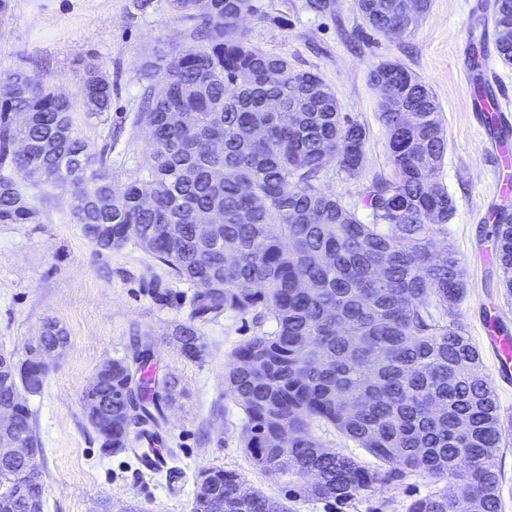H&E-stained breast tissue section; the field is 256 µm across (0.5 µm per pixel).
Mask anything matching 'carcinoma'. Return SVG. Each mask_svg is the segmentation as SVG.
I'll list each match as a JSON object with an SVG mask.
<instances>
[{"mask_svg":"<svg viewBox=\"0 0 512 512\" xmlns=\"http://www.w3.org/2000/svg\"><path fill=\"white\" fill-rule=\"evenodd\" d=\"M190 23L182 41L142 64L134 124L152 134L148 177L116 189L107 155L74 131L70 98L23 71L0 72V223L36 224L30 191L66 185L70 212L103 249L134 241L194 288L190 323L175 331L185 355L202 352L195 321L263 309L276 327L237 347L224 364L225 393L244 414L243 447L265 474L308 481V496L347 501L404 474L457 480L407 512H500L504 472L495 390L478 348L454 314L466 296L459 258L432 241L448 233L455 201L438 174L447 138L429 86L399 63L377 65L393 177H374L364 199L371 222L315 181L330 165L356 175L366 131L339 110L316 73L253 47L241 27L252 0H168ZM364 20L387 33L407 24L405 0H358ZM495 29L512 31V0H491ZM80 97L108 112L112 81L83 62ZM218 213L209 233L199 225ZM493 262L512 294V214L495 225ZM112 361L84 395L104 445L123 449L130 424L163 418L158 390L178 383ZM0 383L20 434L35 435L23 392ZM332 427L376 465L328 448L314 428ZM293 433L282 446L284 431ZM224 512H288L282 501L241 492L239 473L207 469ZM0 481L42 497L41 475L0 458Z\"/></svg>","mask_w":512,"mask_h":512,"instance_id":"carcinoma-1","label":"carcinoma"}]
</instances>
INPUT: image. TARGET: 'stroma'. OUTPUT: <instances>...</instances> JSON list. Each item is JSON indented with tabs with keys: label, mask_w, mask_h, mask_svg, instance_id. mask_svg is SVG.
Listing matches in <instances>:
<instances>
[{
	"label": "stroma",
	"mask_w": 512,
	"mask_h": 512,
	"mask_svg": "<svg viewBox=\"0 0 512 512\" xmlns=\"http://www.w3.org/2000/svg\"><path fill=\"white\" fill-rule=\"evenodd\" d=\"M482 0H431L428 13L408 33L386 35L363 19L356 0H335L333 11L316 15L306 0H253L256 14L244 26L249 42L287 58L298 71L317 73L333 89L342 113L366 130L362 169L350 177L327 167L317 183L369 221L364 198L375 176L392 177L387 133L379 120L378 91L371 70L383 62L405 66L432 89L441 109L448 151L440 178L456 204L438 249L456 252L467 275V294L456 316L480 348L483 369L497 396L505 473L502 512H512V383L499 379L484 347V306L495 303L512 330V296L485 263L494 241L489 215L504 199L497 189L498 143L484 115L471 111L469 87L483 82L493 100L512 111V66L494 55L472 68V47L481 28ZM0 13V71L21 70L52 83L72 102L76 133L92 148L112 145L116 185L147 177L151 166L148 130L133 123L141 94V65L164 44L178 43L187 27L174 19L166 0L149 12L133 0H9ZM102 62L112 79V109L85 112L78 94L79 62ZM37 224H0V352L15 361L28 357L44 325L65 328L68 345L54 361L40 393L28 396L42 452L43 512H192L195 476L201 469L237 471L246 485L287 500L291 512H406L414 499L437 486L426 474L394 479L344 503L303 494L302 479L282 481L257 468L243 446V414L224 394V363L252 336L272 331L271 316L227 311L195 326L203 351L186 356L174 337L188 323L193 288L135 242L103 250L85 237L70 215L69 195L60 188L34 191ZM153 346L159 375L175 378L180 395L162 398V428L144 422L137 435L158 434L170 469L140 468L132 449L104 450L88 423L83 397L99 369L112 360L133 361L140 341Z\"/></svg>",
	"instance_id": "35a3bbf8"
}]
</instances>
